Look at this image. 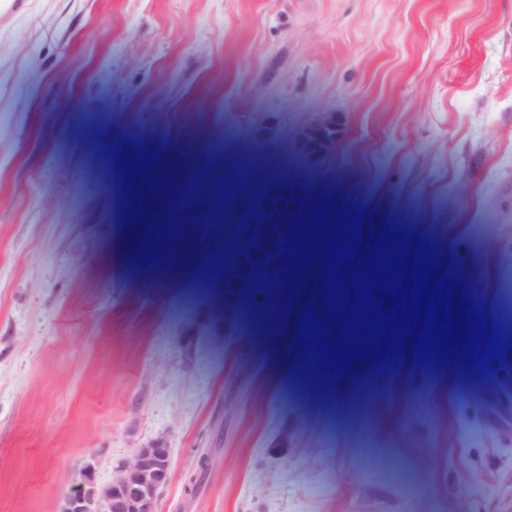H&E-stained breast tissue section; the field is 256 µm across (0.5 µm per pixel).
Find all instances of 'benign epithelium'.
Here are the masks:
<instances>
[{
  "label": "benign epithelium",
  "instance_id": "7a95c632",
  "mask_svg": "<svg viewBox=\"0 0 512 512\" xmlns=\"http://www.w3.org/2000/svg\"><path fill=\"white\" fill-rule=\"evenodd\" d=\"M336 132V121L327 118L309 131L319 143ZM301 180L283 179L269 184L262 217L245 235L239 251L246 261L225 271L224 292L249 284L258 268L268 267L288 239L294 221ZM168 478V448L155 441L141 448L135 458L119 466L112 482L97 484L92 465H85L64 496L59 512H154L160 488Z\"/></svg>",
  "mask_w": 512,
  "mask_h": 512
}]
</instances>
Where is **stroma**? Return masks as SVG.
Masks as SVG:
<instances>
[{"instance_id": "1", "label": "stroma", "mask_w": 512, "mask_h": 512, "mask_svg": "<svg viewBox=\"0 0 512 512\" xmlns=\"http://www.w3.org/2000/svg\"><path fill=\"white\" fill-rule=\"evenodd\" d=\"M287 177L288 243L225 334L223 277L187 283ZM329 191L359 238L319 234ZM390 228L501 359L346 344L326 266ZM158 439L156 512H512V0H0V512Z\"/></svg>"}]
</instances>
